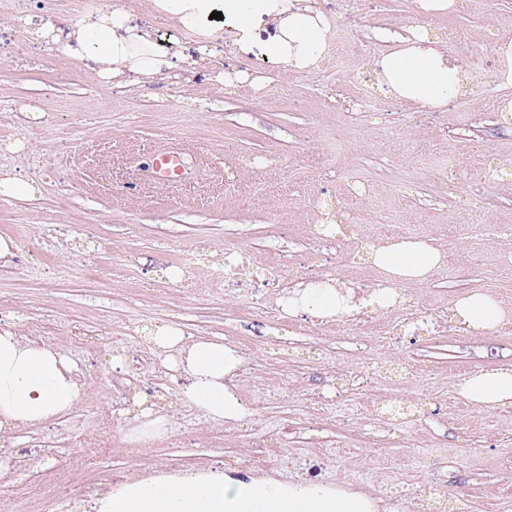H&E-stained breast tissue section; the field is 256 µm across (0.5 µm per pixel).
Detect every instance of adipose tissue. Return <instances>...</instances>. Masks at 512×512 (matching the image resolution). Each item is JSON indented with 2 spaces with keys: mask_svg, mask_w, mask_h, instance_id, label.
I'll return each instance as SVG.
<instances>
[{
  "mask_svg": "<svg viewBox=\"0 0 512 512\" xmlns=\"http://www.w3.org/2000/svg\"><path fill=\"white\" fill-rule=\"evenodd\" d=\"M156 8L186 28L199 29L212 12H220L239 43L255 40L258 22L274 28L262 46L266 57L292 69H303L322 55L328 21L308 6L307 0H154ZM127 13L114 7L100 11L95 20L76 22L71 35L82 53L91 58L107 79L136 69L146 78L159 74V54L149 34H132ZM384 78L405 101L437 106L456 94L458 70L422 32L404 39L402 48L381 62ZM372 261L391 281H419L442 263L439 251L421 239H400L378 247ZM344 299L331 287L309 285L297 291L293 309L319 317L334 315ZM457 316L477 332L495 329L505 310L493 296L474 292L457 301ZM152 342L163 364L190 374L186 401L215 422L240 419L245 409L224 378L238 359L220 339L186 340L177 328L157 329ZM75 365L59 348L25 343L12 331L0 329V425H37L76 407L82 390ZM471 402L491 407L512 403V373L474 375L461 384ZM362 497H342L308 484L281 487L263 481L242 483L187 472L177 481L145 480L121 487L102 500L98 512H370Z\"/></svg>",
  "mask_w": 512,
  "mask_h": 512,
  "instance_id": "ef3b65f1",
  "label": "adipose tissue"
}]
</instances>
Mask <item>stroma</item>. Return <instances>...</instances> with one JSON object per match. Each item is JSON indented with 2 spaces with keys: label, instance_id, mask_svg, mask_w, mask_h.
I'll return each mask as SVG.
<instances>
[{
  "label": "stroma",
  "instance_id": "obj_1",
  "mask_svg": "<svg viewBox=\"0 0 512 512\" xmlns=\"http://www.w3.org/2000/svg\"><path fill=\"white\" fill-rule=\"evenodd\" d=\"M109 5L161 40L155 79L107 80L58 51L71 22ZM310 5L330 29L319 62L297 70L243 51L222 21L183 29L152 0H0V175L37 188L0 198V237L13 242L0 328L66 352L85 392L66 415L0 440V464L17 466L0 512H64L80 486L161 469L240 479V448L183 400L190 375L148 368L161 326L251 356L247 378L227 383L262 480L288 486L316 469L336 494L375 490L376 512L422 484L475 512H512V489L478 496L512 466V404L474 429L468 418L485 410L457 387L512 369V318L475 344L448 315L476 291L512 303V76L497 51L512 39V0L430 14L418 0ZM34 24L53 43L26 37ZM418 27L461 69L440 106L397 98L380 69ZM173 142L186 175L157 183L151 156ZM381 224L443 255L427 280L400 282L388 309L370 260ZM229 253L299 283L340 270L355 307L326 322L279 306L265 277L210 287ZM387 350L403 366L383 363ZM128 376L135 395L111 390ZM405 394L417 413L386 432L367 424L368 402ZM145 408L167 410L164 437H137ZM92 421L108 422L107 445L80 448Z\"/></svg>",
  "mask_w": 512,
  "mask_h": 512
}]
</instances>
